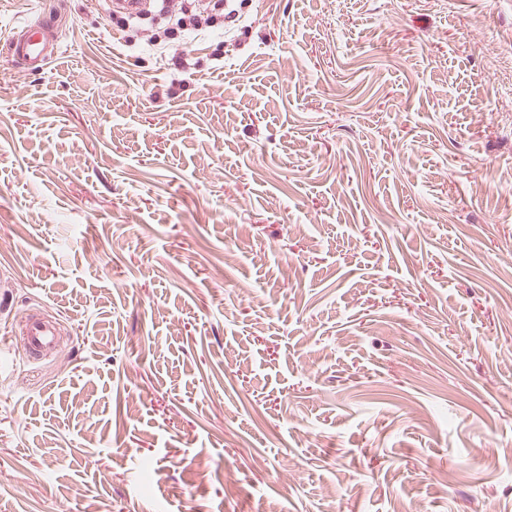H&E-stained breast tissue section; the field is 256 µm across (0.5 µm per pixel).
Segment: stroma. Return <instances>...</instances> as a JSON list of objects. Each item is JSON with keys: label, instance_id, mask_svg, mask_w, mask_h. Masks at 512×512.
<instances>
[{"label": "stroma", "instance_id": "35a3bbf8", "mask_svg": "<svg viewBox=\"0 0 512 512\" xmlns=\"http://www.w3.org/2000/svg\"><path fill=\"white\" fill-rule=\"evenodd\" d=\"M236 5L0 0V512H512V0ZM55 25L50 14H39L22 22L8 43V52L29 70H43L47 60L59 52L48 39V31ZM36 316L34 312H31L24 319L28 349L31 354H40L49 348L53 343L54 336L51 326Z\"/></svg>", "mask_w": 512, "mask_h": 512}]
</instances>
